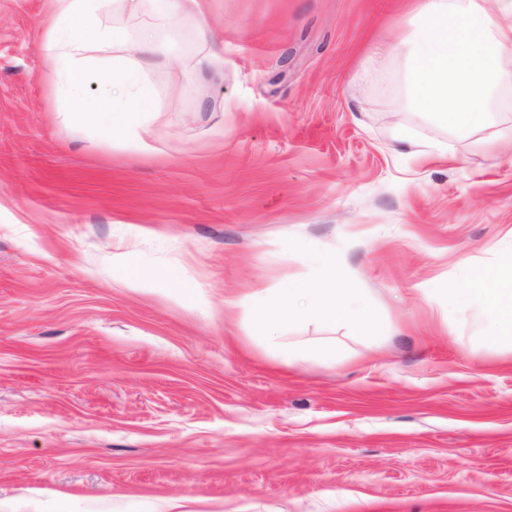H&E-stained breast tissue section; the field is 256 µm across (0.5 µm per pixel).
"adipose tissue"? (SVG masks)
<instances>
[{
	"label": "adipose tissue",
	"mask_w": 512,
	"mask_h": 512,
	"mask_svg": "<svg viewBox=\"0 0 512 512\" xmlns=\"http://www.w3.org/2000/svg\"><path fill=\"white\" fill-rule=\"evenodd\" d=\"M44 27L43 54L68 101L71 124L93 123L113 139L135 136L144 117L155 107L154 90L146 78L154 44L150 35L130 39L119 27L100 21L107 0H52ZM125 47L111 64L88 54L90 41ZM512 50V0H417L407 26L394 46L375 47L366 68L401 56L406 93L414 109L431 113L443 126L465 132L475 126H495L496 102L512 90V70L505 57ZM98 95H88L90 83ZM335 253L315 256L316 276L274 292L254 289V335L276 336L284 327L309 321L341 324L359 337L370 336L375 308L345 288L336 274ZM123 277L133 288L174 285L181 300L193 299L197 285L178 267L143 269L124 266ZM455 294L483 298L492 324L485 336L489 348L512 345V266L485 277L481 287H455Z\"/></svg>",
	"instance_id": "ef3b65f1"
}]
</instances>
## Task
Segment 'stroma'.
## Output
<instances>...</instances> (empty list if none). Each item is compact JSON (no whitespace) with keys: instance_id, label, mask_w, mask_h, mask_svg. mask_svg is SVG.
Wrapping results in <instances>:
<instances>
[{"instance_id":"35a3bbf8","label":"stroma","mask_w":512,"mask_h":512,"mask_svg":"<svg viewBox=\"0 0 512 512\" xmlns=\"http://www.w3.org/2000/svg\"><path fill=\"white\" fill-rule=\"evenodd\" d=\"M412 7L204 0L224 51L191 72L199 22L107 7L157 42L125 145L65 123L49 0H0V512H512V350L452 292L512 260V146L364 71ZM326 250L372 336L253 335L251 289ZM118 252L179 265L196 301L128 287ZM319 343L335 362L284 357Z\"/></svg>"}]
</instances>
